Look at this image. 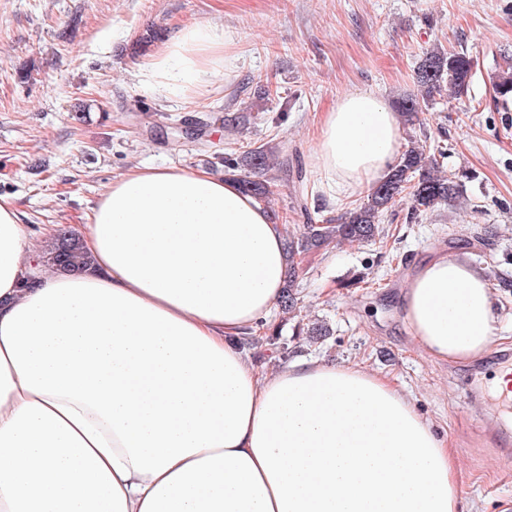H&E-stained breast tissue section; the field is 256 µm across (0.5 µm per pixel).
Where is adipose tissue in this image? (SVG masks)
<instances>
[{
    "instance_id": "ef3b65f1",
    "label": "adipose tissue",
    "mask_w": 512,
    "mask_h": 512,
    "mask_svg": "<svg viewBox=\"0 0 512 512\" xmlns=\"http://www.w3.org/2000/svg\"><path fill=\"white\" fill-rule=\"evenodd\" d=\"M223 24L181 29L145 66L190 100L230 73ZM399 117L371 91L322 114L314 166L341 194L385 177ZM78 274L34 267L0 196V512H458L456 454L387 375L299 359L271 374L236 344L264 327L286 227L237 182L135 167L100 196ZM405 318L432 358L493 345L484 270L436 252Z\"/></svg>"
}]
</instances>
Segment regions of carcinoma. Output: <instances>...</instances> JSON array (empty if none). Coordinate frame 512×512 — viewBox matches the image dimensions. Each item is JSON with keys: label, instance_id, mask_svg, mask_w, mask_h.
<instances>
[{"label": "carcinoma", "instance_id": "cac0c4a2", "mask_svg": "<svg viewBox=\"0 0 512 512\" xmlns=\"http://www.w3.org/2000/svg\"><path fill=\"white\" fill-rule=\"evenodd\" d=\"M474 67V58L462 49H447L437 45L426 50L415 72L418 93L395 104L403 124L408 127L416 125L419 114L437 96L450 102L458 99L467 91ZM495 93L504 105L512 99L511 69L502 71L498 76ZM246 159L247 166L254 171H265L269 167L270 156L261 147L248 151ZM225 168L246 193L261 202H268L271 191L266 181L237 173L238 164L229 160ZM436 168L437 159L430 154L426 142L410 135L387 177L374 185L366 199L347 212L341 222L309 224L301 239L288 240L287 250L291 262L279 302L283 312L293 313L298 305L296 266L292 262L295 255L333 240L373 241L379 234L382 215L405 189H411V211L415 215L431 210L441 202L459 199L465 192V184L475 178L474 174L467 172L442 176L436 173ZM39 259L52 268L64 271H78L89 265V257L79 237L65 229L53 235Z\"/></svg>", "mask_w": 512, "mask_h": 512}]
</instances>
